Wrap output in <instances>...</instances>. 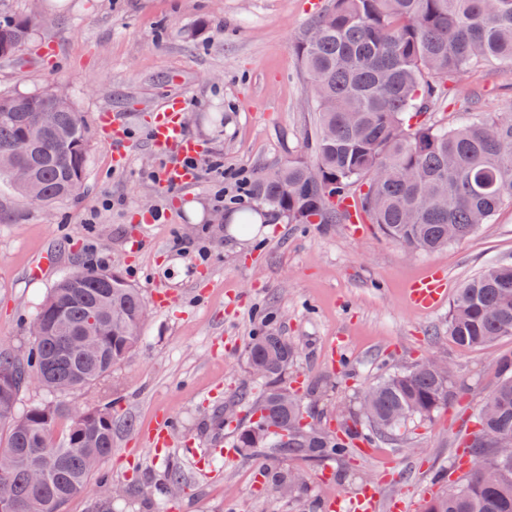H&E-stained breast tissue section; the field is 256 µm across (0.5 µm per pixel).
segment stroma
I'll return each mask as SVG.
<instances>
[{
	"label": "stroma",
	"instance_id": "35a3bbf8",
	"mask_svg": "<svg viewBox=\"0 0 512 512\" xmlns=\"http://www.w3.org/2000/svg\"><path fill=\"white\" fill-rule=\"evenodd\" d=\"M330 0H0V16L41 11L27 44L0 59V95L61 91L90 132L84 181L77 196L51 207H21L0 223V344L25 354V327L38 303L64 274L91 258L120 271L151 306L134 354L109 378L82 391L47 393L31 382L18 408L52 399L72 408L110 405L112 454L103 476L74 496L63 512H87L89 501L116 483L137 482L151 495L152 512H329L331 498L379 491L381 504L414 502L423 512L458 455L456 435L472 427L493 390L512 337L463 349L448 336V307L410 306L408 285L440 269L449 295L485 266L512 261V205L463 241L432 253H412L370 224H291L271 219L244 238L214 223L213 177L201 172L187 188L165 186L176 154H158L149 141L156 105L177 95L186 103V131L203 154L223 157L228 171L257 173L308 155L313 122L294 43ZM53 44V58L40 48ZM483 112L512 115V61L496 59L466 71L429 124L451 121L469 100ZM109 110L125 118V168L112 165V147L95 117ZM114 205L99 208L103 198ZM95 223H86L91 206ZM161 220H151L153 211ZM190 243L188 252L175 240ZM204 241L206 257L192 245ZM54 263L43 278H28L45 254ZM168 307L154 306L155 295ZM272 320L296 350L290 380L323 381L325 423L384 373L438 356L453 370L456 397L406 441H382L370 451L320 461L293 458L308 476L293 499L266 488L260 463L232 452L235 428L248 421L234 408L249 383L245 346ZM171 425L161 451H151L147 428L157 414ZM181 468L179 494L163 487L170 465ZM332 471L324 479V471Z\"/></svg>",
	"mask_w": 512,
	"mask_h": 512
}]
</instances>
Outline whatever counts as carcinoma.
Instances as JSON below:
<instances>
[{"instance_id":"cac0c4a2","label":"carcinoma","mask_w":512,"mask_h":512,"mask_svg":"<svg viewBox=\"0 0 512 512\" xmlns=\"http://www.w3.org/2000/svg\"><path fill=\"white\" fill-rule=\"evenodd\" d=\"M36 16H15L0 24V59L24 44ZM295 52L315 112L308 142L311 157L288 159L250 181V206L284 217L290 224H345L349 198L358 222L376 225L411 251L432 252L469 237L512 203V117L469 109L451 124L427 125L422 114L445 96L458 73L493 59L512 60V0H332L299 36ZM54 110L43 128L37 115ZM26 140L25 157L12 153ZM89 133L80 113L61 93L0 97V222L10 201L49 206L73 198L81 187ZM19 166L27 180L16 181ZM146 301L116 270L77 268L60 278L35 318L45 335L26 357L0 351V421H9L5 446L11 458L0 468L14 512H60L85 491L112 453V411L88 406L73 417L49 401L16 414L24 381L32 376L55 393L89 388L127 360L140 340ZM83 336L92 346L82 354L66 337ZM448 336L461 348L487 346L512 336V265L490 264L456 294L448 315ZM250 367L263 373L258 392L245 388L240 400L250 413L236 429V447L247 456H290L312 461L345 459L358 441L396 440L412 424L431 420L449 406L453 378L417 363L380 378L349 409L350 422L331 429L288 388L292 345L273 327L250 337ZM69 420L55 441L58 420ZM512 440V364L476 414L473 430L460 438L467 459L460 472L425 512H512V459L497 455L496 439ZM273 493H297V473L279 467L267 474ZM151 498L139 488L112 485L92 502L91 512H112V501Z\"/></svg>"}]
</instances>
